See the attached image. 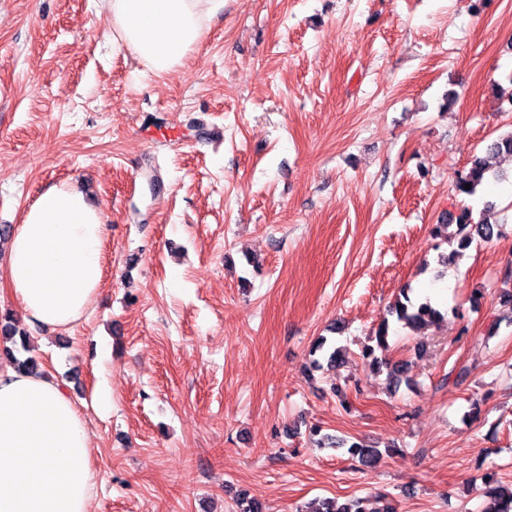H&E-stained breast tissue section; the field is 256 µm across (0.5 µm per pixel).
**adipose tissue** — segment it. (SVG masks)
<instances>
[{"label": "adipose tissue", "mask_w": 512, "mask_h": 512, "mask_svg": "<svg viewBox=\"0 0 512 512\" xmlns=\"http://www.w3.org/2000/svg\"><path fill=\"white\" fill-rule=\"evenodd\" d=\"M104 37L150 74L171 73L194 51L224 0H101ZM101 211L63 183L44 191L0 251V298L24 318L70 329L104 276ZM94 447L81 412L53 377L0 368V512H91Z\"/></svg>", "instance_id": "adipose-tissue-1"}]
</instances>
